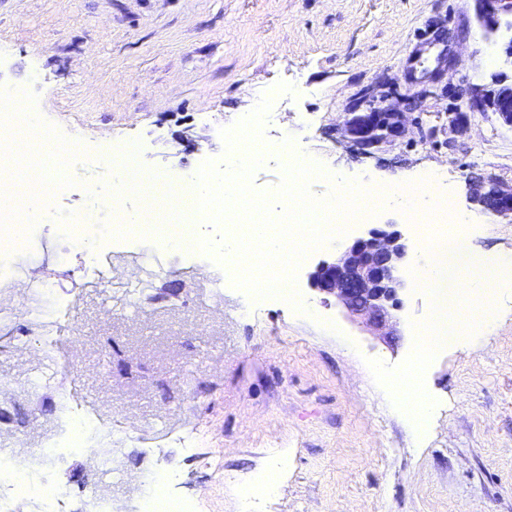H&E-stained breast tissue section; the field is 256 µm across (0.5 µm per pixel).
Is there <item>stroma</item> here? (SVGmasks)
I'll return each instance as SVG.
<instances>
[{
  "mask_svg": "<svg viewBox=\"0 0 512 512\" xmlns=\"http://www.w3.org/2000/svg\"><path fill=\"white\" fill-rule=\"evenodd\" d=\"M511 39L504 27L484 36L474 0H0V85L25 86L66 173L14 260L34 263L52 293L41 313L0 322V376L17 397L0 410V448H37L66 393L130 434L112 458L121 479L99 481L83 449L41 468L67 491L63 512H84L95 486L115 512H139L132 487L162 471L206 512H240L239 487L273 453L287 474L253 512H512V288L484 301L491 335L440 349L426 369L434 405L420 430L367 365L410 354L432 310L417 267L404 273L392 340L309 282L362 224L299 265L309 314L253 300L234 284L238 268L170 252L157 234L113 249L112 278L99 281L68 229L79 218L114 224L105 157L133 145L169 181L188 178L226 160L221 129L265 94L278 116L262 134L288 152L364 183L405 185L438 169L448 201L470 209L468 178L512 186V128L475 105ZM373 107L404 113L407 132L364 155L346 125ZM456 111L467 115L459 131L448 126ZM467 239L480 256L512 252V221L476 212ZM143 249L164 266L143 268L137 295L128 273ZM51 360L55 380L26 388ZM189 429L210 433L214 454L183 448Z\"/></svg>",
  "mask_w": 512,
  "mask_h": 512,
  "instance_id": "stroma-1",
  "label": "stroma"
}]
</instances>
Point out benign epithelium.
Returning <instances> with one entry per match:
<instances>
[{"instance_id": "benign-epithelium-1", "label": "benign epithelium", "mask_w": 512, "mask_h": 512, "mask_svg": "<svg viewBox=\"0 0 512 512\" xmlns=\"http://www.w3.org/2000/svg\"><path fill=\"white\" fill-rule=\"evenodd\" d=\"M484 27L499 28L497 15L512 14V0H477ZM494 88L481 104L506 126L512 127V82L504 72L494 75ZM406 131L404 115L390 108L364 112L351 128L354 146L362 153ZM469 200L485 212L512 220V189L475 179L469 182ZM413 260L412 246L396 224H374L356 238L339 256L320 262L310 275L314 289L333 296L349 314L361 316L366 326L390 336L396 324L393 311L400 308L405 288L402 270Z\"/></svg>"}]
</instances>
